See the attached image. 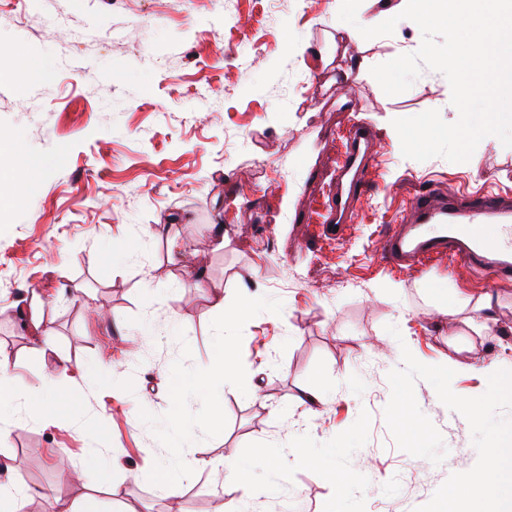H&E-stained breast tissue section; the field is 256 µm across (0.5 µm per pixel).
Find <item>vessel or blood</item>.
<instances>
[{"label": "vessel or blood", "mask_w": 512, "mask_h": 512, "mask_svg": "<svg viewBox=\"0 0 512 512\" xmlns=\"http://www.w3.org/2000/svg\"><path fill=\"white\" fill-rule=\"evenodd\" d=\"M377 169L372 133L354 123L331 180L326 224L346 231L363 206ZM382 255L397 267L428 269L461 262L481 273L487 287L512 281V203L493 194L465 195L434 187L414 194L394 215Z\"/></svg>", "instance_id": "vessel-or-blood-1"}]
</instances>
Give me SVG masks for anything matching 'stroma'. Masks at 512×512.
<instances>
[{
    "mask_svg": "<svg viewBox=\"0 0 512 512\" xmlns=\"http://www.w3.org/2000/svg\"><path fill=\"white\" fill-rule=\"evenodd\" d=\"M340 0H0V128L17 134V176L0 192V346L15 391L41 385L55 353L71 361L56 391L71 408L54 426L22 422L6 442L16 483L55 499L96 494L99 512H415L455 472L477 461L466 419L426 381L421 410L447 449L435 464L400 450L384 419L387 374L402 348L428 365L456 361V389L479 396L476 363H512V283L494 288L501 327L474 334V308L437 312L426 285L472 297L476 271L455 264L397 271L380 255L392 215L431 185L512 197V147L479 143L470 160L404 158L391 146L393 119L454 115L446 77L423 70L389 96L371 68L415 52L407 19L392 35L348 37ZM365 118L378 137V175L346 234L323 225L345 130ZM229 243L215 248L212 225ZM134 246L125 262L120 250ZM252 286L256 311L231 332L237 374L256 390L224 391V420L211 425L196 402L187 447L197 457L263 473L285 467L249 500H217L209 472L166 496L153 479L168 452L171 415L164 373L210 356L224 324L215 294L238 302ZM45 301L55 352L32 353L19 317L30 290ZM396 325L393 337L386 327ZM138 367L133 388L112 384L106 365ZM326 401L297 407L303 390ZM120 466L101 469L88 448ZM80 477H63L56 455ZM319 466H310V458ZM345 484L346 499L335 487Z\"/></svg>",
    "mask_w": 512,
    "mask_h": 512,
    "instance_id": "35a3bbf8",
    "label": "stroma"
}]
</instances>
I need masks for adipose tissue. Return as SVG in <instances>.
<instances>
[{"instance_id":"adipose-tissue-1","label":"adipose tissue","mask_w":512,"mask_h":512,"mask_svg":"<svg viewBox=\"0 0 512 512\" xmlns=\"http://www.w3.org/2000/svg\"><path fill=\"white\" fill-rule=\"evenodd\" d=\"M10 357L0 347V423L16 420L18 415L42 423L50 424L60 419L63 399L47 387L40 386L26 394H18L9 384L8 369ZM232 345L228 337H220L212 355L205 362L193 367L192 371L182 370L169 373L167 380L174 407H182L190 397L200 396L202 404L211 410L212 420L224 417L219 397L225 386H232L242 394H250L251 389L236 374L232 373ZM189 428L183 417L173 416L170 420L168 437V458L164 465L155 470L157 484L164 492L177 494L184 480L191 475L209 471L221 485H230L242 497H250L256 482L248 468L240 465L227 466L220 462L188 456L183 440Z\"/></svg>"}]
</instances>
